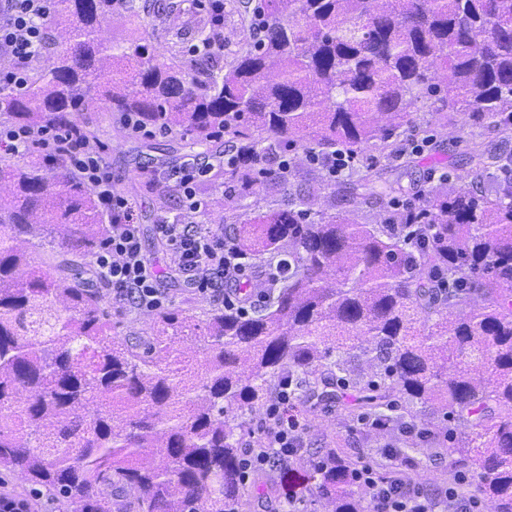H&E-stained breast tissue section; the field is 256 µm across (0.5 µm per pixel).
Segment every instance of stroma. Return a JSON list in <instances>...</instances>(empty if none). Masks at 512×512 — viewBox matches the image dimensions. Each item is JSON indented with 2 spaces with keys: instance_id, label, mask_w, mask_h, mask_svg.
Instances as JSON below:
<instances>
[{
  "instance_id": "stroma-1",
  "label": "stroma",
  "mask_w": 512,
  "mask_h": 512,
  "mask_svg": "<svg viewBox=\"0 0 512 512\" xmlns=\"http://www.w3.org/2000/svg\"><path fill=\"white\" fill-rule=\"evenodd\" d=\"M207 11L182 5L170 11L157 9L140 19L113 18L110 26L98 34L107 42L131 36L150 37L160 42H175L180 48L188 49L197 44L199 22L207 18ZM447 107L441 101L426 102L413 123L400 128L392 139L391 150L379 152L365 150L360 157L363 170L380 174L390 181L396 170H405L400 189L388 192L374 205L372 211H364L356 199L346 191L347 176L327 182L312 168L303 150H296L294 163L284 187H270L253 197L254 209L264 211L269 206L287 207L291 197H306L314 209L322 210L328 199H335L336 210L360 224H378L392 210L393 201H409L422 204L430 187L431 172L447 173L452 184L467 186L471 190L487 194L494 187L493 181L475 180L470 177L469 161L471 145L479 141L500 156L512 154V137L503 138L494 125L473 122L467 125L447 119ZM86 117L101 118L98 139L109 144L107 163L117 188L139 204V222L143 232V247L159 288L174 299L177 306L195 305L200 309L210 308L208 300L186 293L183 277L168 268L164 261L165 249L155 235L153 224L160 206L177 209L179 201L171 194L160 192L157 186L148 185L145 173H163L180 164L187 156L178 150L174 135L163 134L155 137L135 136L129 133L111 113L105 112L102 102L93 103L85 112ZM424 140L422 151L412 153L404 150L407 139ZM103 305L112 322V334L121 341L133 343L147 337L151 332L152 316L133 307L132 303H118L105 298ZM340 400L321 401L306 397L301 401L302 413L308 424L309 433L304 448L296 456L293 467L297 474L306 478L302 486V512H326L328 505L321 497L319 477L313 465L328 451H336L352 466L369 463L378 467L380 474H388V462L382 453L393 447L401 451L402 461L416 482L431 495L446 488L454 487L459 492L473 495L477 492L476 479L466 468L455 464L448 452L447 442L419 440L416 432L429 424L426 416L408 415L399 396H392L391 415L398 422L414 426L413 435L404 436L395 429L379 430L364 422L365 410L360 394L352 388L340 390Z\"/></svg>"
}]
</instances>
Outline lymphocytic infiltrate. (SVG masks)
Listing matches in <instances>:
<instances>
[{
    "label": "lymphocytic infiltrate",
    "instance_id": "lymphocytic-infiltrate-1",
    "mask_svg": "<svg viewBox=\"0 0 512 512\" xmlns=\"http://www.w3.org/2000/svg\"><path fill=\"white\" fill-rule=\"evenodd\" d=\"M52 6L53 0H0V58L5 61L0 67L1 88L25 89L32 70L44 61ZM35 147L63 154L69 168L93 190L108 221L95 264L111 285L113 300H135L146 312L164 307L168 298L157 288L143 252L135 206L112 184L106 147L75 129L63 132L51 126L32 129L0 124V152L4 155L21 157ZM244 164L262 165L284 175L291 169L284 148L255 154L242 144L231 146L218 157L188 158L170 179L182 205L175 212L159 208L155 226L166 244L168 267L182 274L192 295L239 314L266 300L274 277L256 278L252 255L225 232L223 225L205 223L207 201L201 188L211 181L215 170ZM296 403L290 381L280 378L275 396L259 414L257 434L242 458V472L247 478L261 476L270 461H277L279 476L289 480L283 500L291 510L299 501L292 461L308 433L307 424L294 412ZM386 457L391 476H380L370 464L354 473L357 485L366 493L368 512H480L478 500L453 488L428 496L417 482L400 475L401 461L394 451H387Z\"/></svg>",
    "mask_w": 512,
    "mask_h": 512
}]
</instances>
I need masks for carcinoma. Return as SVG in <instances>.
I'll list each match as a JSON object with an SVG mask.
<instances>
[{
  "instance_id": "obj_1",
  "label": "carcinoma",
  "mask_w": 512,
  "mask_h": 512,
  "mask_svg": "<svg viewBox=\"0 0 512 512\" xmlns=\"http://www.w3.org/2000/svg\"><path fill=\"white\" fill-rule=\"evenodd\" d=\"M150 8L56 0L51 23L64 34L51 38L24 92L0 88L4 116L68 129L99 99L190 148L226 135L259 151L384 149L442 91L465 124L484 118L504 133L512 124V0H264L254 8L264 16L260 43L242 27L222 64L206 53L207 35L169 54L141 37L98 40L113 17ZM102 60L124 64L131 79L100 83ZM435 67L446 72L443 86ZM501 162L474 144L473 177ZM218 178L245 185L241 209L264 187L235 167ZM2 181L12 192L0 201V468L54 491L64 512H242L245 415L285 372L313 395L333 380L368 391L382 418L397 392L411 413L469 423L451 453L496 512H512V181L478 197L443 178L420 209L429 243L414 256L393 229L403 213L384 224L336 212L314 220L296 198L243 221L224 217L252 256L277 258L280 273L251 315L203 313L207 340L193 374L175 343L197 326L194 310L159 313L135 346L112 336L105 284L88 262L105 224L65 160L0 158ZM393 185L368 170L350 192L371 206ZM26 237L44 248L39 267L17 248ZM441 269L457 285L435 287ZM160 444L166 453L155 463ZM317 474L329 512H366L336 452Z\"/></svg>"
}]
</instances>
